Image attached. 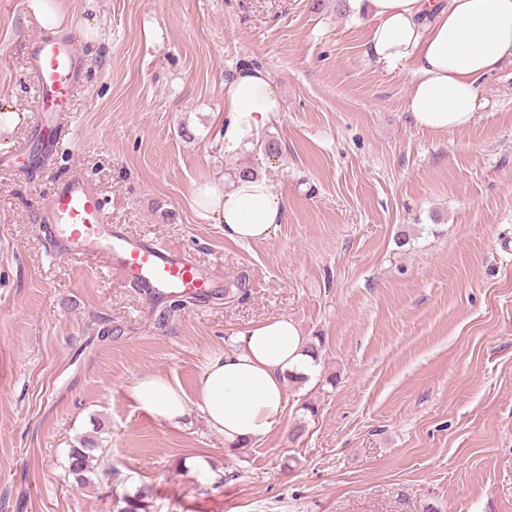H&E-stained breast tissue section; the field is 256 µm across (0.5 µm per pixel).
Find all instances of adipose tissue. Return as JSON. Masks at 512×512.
Here are the masks:
<instances>
[{"instance_id": "obj_1", "label": "adipose tissue", "mask_w": 512, "mask_h": 512, "mask_svg": "<svg viewBox=\"0 0 512 512\" xmlns=\"http://www.w3.org/2000/svg\"><path fill=\"white\" fill-rule=\"evenodd\" d=\"M351 3L371 16L369 56L386 71L408 72L405 110L416 127L437 132L468 127L486 105L481 83L512 64V0ZM281 110L267 71L243 68L224 84L219 149L251 150ZM204 196L205 211L223 224L225 238L237 243L267 240L285 211L279 187L260 176L238 177L227 192L207 187ZM310 368L295 322L285 316L268 318L207 357L196 404L226 444L247 445L283 420L287 373ZM131 396L161 420H176L187 410L183 390L158 375L137 378Z\"/></svg>"}]
</instances>
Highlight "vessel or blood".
Here are the masks:
<instances>
[{"instance_id": "vessel-or-blood-1", "label": "vessel or blood", "mask_w": 512, "mask_h": 512, "mask_svg": "<svg viewBox=\"0 0 512 512\" xmlns=\"http://www.w3.org/2000/svg\"><path fill=\"white\" fill-rule=\"evenodd\" d=\"M28 57L38 87L39 136L49 152L63 141L57 118L81 81L82 59L70 33L32 40ZM43 221L58 256L96 261L150 302L185 295L205 304L222 296V277L190 253L158 246L112 223L104 197L82 168L71 167L53 184Z\"/></svg>"}]
</instances>
